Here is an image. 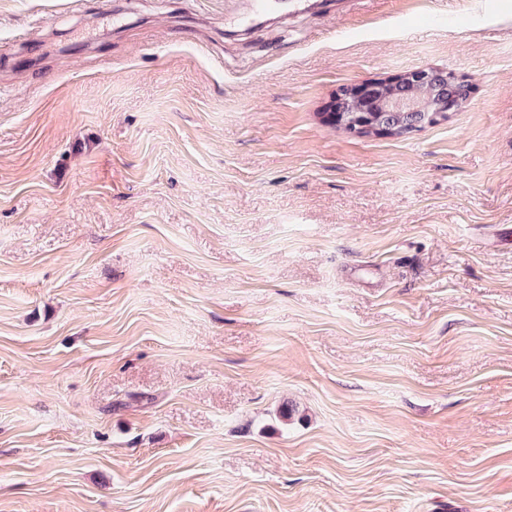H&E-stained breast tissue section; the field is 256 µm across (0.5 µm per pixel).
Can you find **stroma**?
Wrapping results in <instances>:
<instances>
[{
	"label": "stroma",
	"instance_id": "stroma-1",
	"mask_svg": "<svg viewBox=\"0 0 512 512\" xmlns=\"http://www.w3.org/2000/svg\"><path fill=\"white\" fill-rule=\"evenodd\" d=\"M81 2L0 0V512H512V0ZM437 72L438 70L432 67H421L405 71L385 82H365L343 87L336 92L332 99L330 104L332 112H322V114H328L323 121L347 131L345 127L347 122L362 120L367 123L396 128L408 134L416 127V124L430 117L432 112V117L436 122L444 119L447 112L456 109L455 100L448 99L447 102L443 99L436 108L420 106L417 108L420 112H383L388 99L407 102L409 105L415 102L421 103V97L416 90L404 83L385 87L382 98L374 106L375 112H368L364 106L377 96V89H381L384 84L406 82L417 88H425L433 81Z\"/></svg>",
	"mask_w": 512,
	"mask_h": 512
}]
</instances>
